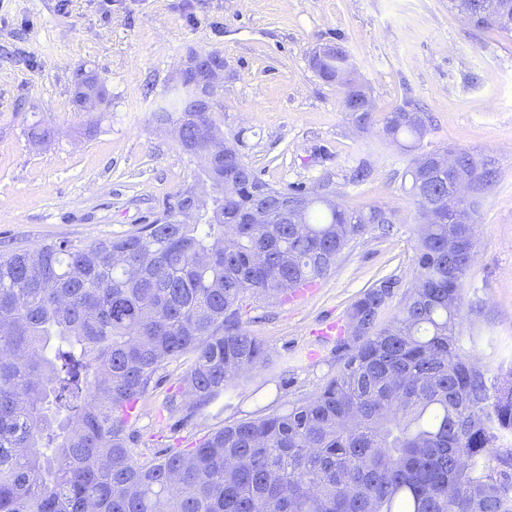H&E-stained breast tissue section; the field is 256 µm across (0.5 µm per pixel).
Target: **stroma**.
Returning a JSON list of instances; mask_svg holds the SVG:
<instances>
[{
  "label": "stroma",
  "mask_w": 512,
  "mask_h": 512,
  "mask_svg": "<svg viewBox=\"0 0 512 512\" xmlns=\"http://www.w3.org/2000/svg\"><path fill=\"white\" fill-rule=\"evenodd\" d=\"M328 45L344 50L370 95L366 127L312 66ZM201 51L224 58L217 122L261 180L323 185L345 209L393 210L396 224L351 242L288 303L247 298L246 327L271 360H304L251 373L219 418L158 415L156 400L178 389L176 367L160 370L135 424L143 448H191L219 426L316 392L340 368L337 331L359 294L388 276L411 282L410 156L383 133L387 113L407 100L429 119L424 150L466 151L496 175L480 198L459 332L478 365L512 377V37L474 28L448 0H0V250L136 230L191 183L198 161L152 113ZM81 68L103 83L106 111L74 105ZM39 118L55 130L43 145L24 134Z\"/></svg>",
  "instance_id": "35a3bbf8"
}]
</instances>
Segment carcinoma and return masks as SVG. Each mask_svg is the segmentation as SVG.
Listing matches in <instances>:
<instances>
[{
	"mask_svg": "<svg viewBox=\"0 0 512 512\" xmlns=\"http://www.w3.org/2000/svg\"><path fill=\"white\" fill-rule=\"evenodd\" d=\"M479 29L512 35V0H466ZM343 51L315 61L337 77ZM342 105L366 124L373 106ZM103 104L94 71L73 81ZM154 123L188 140L213 112H189L170 92ZM388 113L384 135L412 153L406 175L417 215L441 202L420 234L414 282L387 277L366 289L336 344L343 364L314 394L236 420L194 448L149 456L133 430L157 371L180 361L179 388L160 406L184 419L220 416L247 374L271 366L244 325V300L286 302L335 267L371 232L390 233L380 205L349 211L310 192L302 229L246 224L255 172L224 195L235 169L201 171L162 214L134 232L90 243L59 238L0 255V512H512V387L472 363L459 336L462 293L474 261L476 203L457 198L448 172L419 180L426 122ZM35 122L26 136L44 142ZM458 174L482 191L490 173L458 154ZM192 204L197 220L185 224ZM398 298L396 314L383 319Z\"/></svg>",
	"mask_w": 512,
	"mask_h": 512,
	"instance_id": "cac0c4a2",
	"label": "carcinoma"
}]
</instances>
